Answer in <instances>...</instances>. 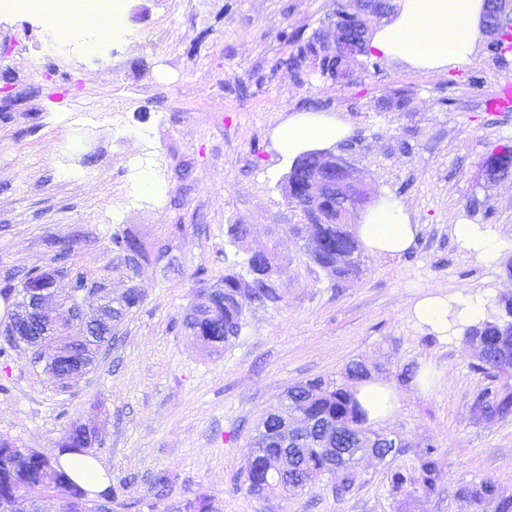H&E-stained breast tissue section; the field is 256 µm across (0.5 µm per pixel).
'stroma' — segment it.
Returning a JSON list of instances; mask_svg holds the SVG:
<instances>
[{
	"instance_id": "obj_1",
	"label": "stroma",
	"mask_w": 512,
	"mask_h": 512,
	"mask_svg": "<svg viewBox=\"0 0 512 512\" xmlns=\"http://www.w3.org/2000/svg\"><path fill=\"white\" fill-rule=\"evenodd\" d=\"M334 0H120L124 29L106 51L48 49L39 13L0 12V75L11 103L0 109V287L32 268L54 267L56 244L87 277L84 307L100 290L138 288L139 308L114 331L112 348L83 378L61 385L32 350L0 358V439L51 450L71 420L92 418L93 456L111 483L127 482L131 507L149 512V483L168 479V504L201 496L219 512H458L461 486L489 479L512 494V415L487 422L470 411L484 383L461 339L439 341L416 325L422 292L481 296L487 312L512 296V275L464 251L456 224H486L512 242V176L479 170L512 145V112L486 101L512 78V51L496 62L477 39L470 60L424 71L363 59L350 81L291 67L282 30L327 29ZM299 112L341 113L351 173L379 198L399 200L419 231L412 258L362 254L353 279L328 275L294 234L300 211L282 184L289 169L273 139ZM149 174L154 192L134 186ZM229 224L249 236L231 243ZM137 235L160 261L129 269L113 234ZM265 249L283 295L279 307L247 310L239 337L207 355L174 327L196 302L194 278L246 272ZM354 361L395 391L393 415L376 431L401 454L363 456L359 484L337 497L330 478L305 491L257 497L240 478L255 429L287 387L342 381ZM433 370L424 391L413 374ZM437 447L439 495L389 496L387 474Z\"/></svg>"
}]
</instances>
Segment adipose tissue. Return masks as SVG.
Instances as JSON below:
<instances>
[{"instance_id": "adipose-tissue-1", "label": "adipose tissue", "mask_w": 512, "mask_h": 512, "mask_svg": "<svg viewBox=\"0 0 512 512\" xmlns=\"http://www.w3.org/2000/svg\"><path fill=\"white\" fill-rule=\"evenodd\" d=\"M397 9L375 27L373 49L383 57L402 61L419 70H445L469 60L481 28L484 0H396ZM51 37L67 35L69 43H86L89 35L108 38L112 28L90 26L78 14L60 10L48 19ZM348 134L340 114L299 113L275 129V145L285 161L295 162L304 153L334 148ZM417 225L404 205L384 199L370 208L353 233L372 254L396 255L411 248ZM456 241L487 264L500 258L506 243L493 228L483 224H457ZM409 312L440 341L457 338L463 327L483 320V302L469 294L429 292L414 298ZM355 397L372 422L391 417L396 406L392 388L381 381H365L355 388ZM62 466L90 493L104 490L110 478L89 455L63 454Z\"/></svg>"}]
</instances>
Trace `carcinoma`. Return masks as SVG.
Here are the masks:
<instances>
[{"instance_id":"cac0c4a2","label":"carcinoma","mask_w":512,"mask_h":512,"mask_svg":"<svg viewBox=\"0 0 512 512\" xmlns=\"http://www.w3.org/2000/svg\"><path fill=\"white\" fill-rule=\"evenodd\" d=\"M282 37L293 45L291 58L298 66L309 62L319 68L321 74L332 79L336 74L354 68V64L329 55L321 38L316 35L305 39L296 31H284ZM317 172V161L308 153L297 160L285 181H302ZM341 212V200L331 195L324 203L325 223L305 224L301 228L295 226L293 230L299 232L304 229L312 235L315 249L311 257L316 264L338 278L349 279L359 272V264L353 262L354 235L349 225L340 223ZM112 249L134 268L150 257L144 244L132 233L113 236ZM272 268V259L266 250H252L247 260V275L227 272L215 285L202 289L200 302L181 317L179 328L208 354L220 353L240 335L249 307L275 305L282 300L279 288L271 279ZM54 272L71 279L70 298L76 300L77 294L85 289L86 278L84 272L71 264L52 272L34 268L27 273L21 289L8 285L3 293L8 295L17 291L21 296L17 305L21 306L30 300L29 286L51 279ZM142 302L139 290L128 287L105 303L103 312L115 328ZM499 309L500 313L465 328L463 333V343L478 351L477 368L492 379L496 378V372L512 363V298L501 300ZM49 335L54 337L58 351L45 361L44 370L53 375L61 370L78 368L89 371L96 366L101 352L112 346L110 336H72L59 327L52 329ZM367 376L366 366L353 362L346 367L345 381L340 385H331L316 378L288 389V393L293 395L288 411L306 423L316 422L318 427L316 437L295 445L292 452L307 468L329 476L339 497L353 493L358 482L356 462L376 435L352 393L353 384ZM471 412L475 418L486 421L512 415V385L492 383L486 386L475 395ZM282 421L284 417L280 413H269L247 453L244 477L250 493L260 483L267 484L270 493L280 491L286 494L305 489L303 484L279 480L268 471L271 462L283 452L274 431ZM94 428L92 419L70 422L51 453L19 448L13 442L0 440V512H37L38 506L34 502L18 501L19 492L27 487L64 489L78 499L87 496L88 492L62 468L59 457L64 451L91 453L97 442ZM324 448H341L346 456L333 459L322 452ZM440 481L438 449L428 445L419 451L413 471L395 470L391 473L389 486L395 495L410 497L421 493L430 496L438 493ZM456 497L464 512H485L488 500L495 501L494 512H512V495L506 494L489 479L459 488Z\"/></svg>"}]
</instances>
